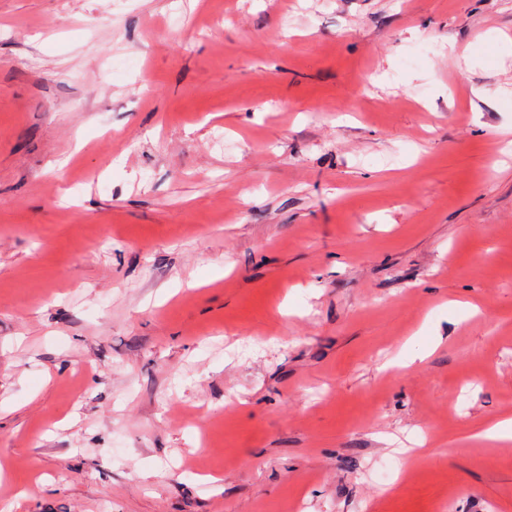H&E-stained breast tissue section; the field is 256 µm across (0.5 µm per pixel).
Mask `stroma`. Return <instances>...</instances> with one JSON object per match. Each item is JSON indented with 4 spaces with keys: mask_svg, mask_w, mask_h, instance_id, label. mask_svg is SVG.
I'll list each match as a JSON object with an SVG mask.
<instances>
[{
    "mask_svg": "<svg viewBox=\"0 0 512 512\" xmlns=\"http://www.w3.org/2000/svg\"><path fill=\"white\" fill-rule=\"evenodd\" d=\"M508 417L512 0H0V512H512Z\"/></svg>",
    "mask_w": 512,
    "mask_h": 512,
    "instance_id": "stroma-1",
    "label": "stroma"
}]
</instances>
